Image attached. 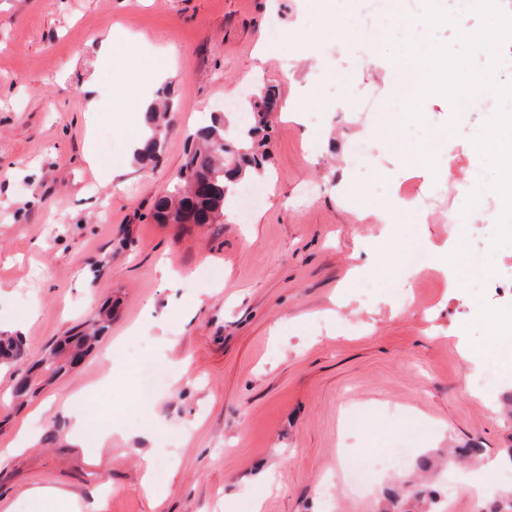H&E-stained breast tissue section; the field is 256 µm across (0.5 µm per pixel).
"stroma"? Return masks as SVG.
<instances>
[{
  "label": "stroma",
  "mask_w": 512,
  "mask_h": 512,
  "mask_svg": "<svg viewBox=\"0 0 512 512\" xmlns=\"http://www.w3.org/2000/svg\"><path fill=\"white\" fill-rule=\"evenodd\" d=\"M322 8L349 39L322 47L320 61L297 60L295 37ZM380 8L367 31L355 0H0V322H24L23 358L0 368L1 501L33 512L29 490L48 485L81 512H257V502L258 512H378L421 456L477 442L494 458L512 446L502 390L462 386L464 349L493 327L512 336V294L477 292L458 276L447 212L373 216L409 191L465 208L470 173L486 165L473 140L495 94L475 95L469 126L453 136L441 131L448 98L421 101L447 158L428 179L374 130L406 105L392 94L397 44L453 46L458 28L482 20L465 11L455 26L395 31L387 0ZM134 35L147 40L136 68ZM170 47L171 111L157 160L141 166L127 158L132 109L112 77L154 98L150 63ZM264 84L305 118L273 112L263 199L242 219L155 223L154 200L176 181L210 107ZM90 141L123 167L118 184L87 162ZM416 241L447 264L399 271ZM187 305L195 312L181 317ZM105 306L112 322L96 349L44 382L50 345ZM24 377L37 393L6 402ZM88 386L95 421L79 444L62 404ZM26 420L36 437L9 455ZM401 439L405 464L354 492L348 474ZM147 454L161 460L149 477ZM501 483L441 470L438 512H480L488 485Z\"/></svg>",
  "instance_id": "stroma-1"
}]
</instances>
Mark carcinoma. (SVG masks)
Listing matches in <instances>:
<instances>
[{
    "label": "carcinoma",
    "instance_id": "carcinoma-1",
    "mask_svg": "<svg viewBox=\"0 0 512 512\" xmlns=\"http://www.w3.org/2000/svg\"><path fill=\"white\" fill-rule=\"evenodd\" d=\"M151 104L145 113L148 137L135 161L154 158L165 126L161 122L160 104L168 101L165 91ZM279 97L276 86L262 87L246 101L247 122L231 136L224 131V120L216 117L211 124L199 129L189 150L185 153L180 181L183 190L178 195L163 194L154 203L152 218L159 224H182L190 217L195 224H212L224 213L228 196V184L243 181L246 175L258 174L268 161L269 107ZM111 317L99 315L90 326L70 336L65 345L49 350L46 370L57 377L67 372V350L88 351L109 327ZM22 341L11 335L0 336V366H9L21 356ZM483 457V449L477 446L454 449V458L468 466ZM484 512H512V493L501 492L490 498Z\"/></svg>",
    "mask_w": 512,
    "mask_h": 512
}]
</instances>
